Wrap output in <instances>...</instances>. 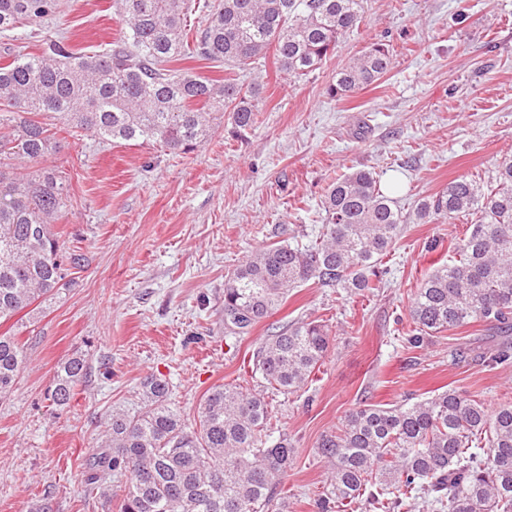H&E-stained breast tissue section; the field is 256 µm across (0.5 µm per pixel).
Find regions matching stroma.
<instances>
[{
    "label": "stroma",
    "instance_id": "obj_1",
    "mask_svg": "<svg viewBox=\"0 0 512 512\" xmlns=\"http://www.w3.org/2000/svg\"><path fill=\"white\" fill-rule=\"evenodd\" d=\"M74 49H103L119 17L112 0H60L52 23ZM393 45L394 64L351 97L327 93L336 72L373 42ZM260 86L258 123L236 134L216 126L195 151L154 143L62 140L48 163L63 172L70 202L58 228L87 258L59 297L1 328L24 345V367L0 398V512H118L84 499L86 451L113 408L136 411L149 375L194 420L216 385L256 389L257 349L284 325H327L329 352L301 390H265L271 422L296 457L272 512H317L329 469L320 437L352 410L393 408L456 389L491 408L512 403V366L473 359L491 347L487 326L405 341L407 309L423 275L448 264L471 222L406 224L383 288L365 295L305 283L248 335L224 327V279L268 245L305 247L324 222L321 200L337 176L374 170L403 212L462 175L491 176L512 154V0H364L358 31L327 64L295 80L271 60L238 72ZM85 354L95 372L70 404L47 394L58 364Z\"/></svg>",
    "mask_w": 512,
    "mask_h": 512
}]
</instances>
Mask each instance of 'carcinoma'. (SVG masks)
<instances>
[{"label":"carcinoma","instance_id":"carcinoma-1","mask_svg":"<svg viewBox=\"0 0 512 512\" xmlns=\"http://www.w3.org/2000/svg\"><path fill=\"white\" fill-rule=\"evenodd\" d=\"M119 36L103 50L74 49L59 33L44 52L15 45L0 61V325L60 295L84 254L51 224L67 206L62 176L31 170L56 151L60 134L102 141L158 142L173 154L204 143L213 122L229 117L237 132L252 129L258 89L230 77L211 79L168 64L187 59L247 70L273 53L277 71L301 78L321 69L340 38L360 27L363 0H218L201 33L190 40L188 0H114ZM59 0H0V35L37 28ZM389 45L374 43L336 72L329 95L347 98L391 69ZM18 166L10 174L5 168ZM323 232L305 249L269 245L224 280V327L244 336L273 315L306 282L365 293L381 287L383 258L404 224H440L460 215L476 223L450 263L415 289L406 342L419 347L446 331L482 322L512 331V155L490 180L462 175L406 214L368 169L336 178L324 194ZM330 345L315 321L282 328L258 349L252 372L260 386L302 389ZM480 357L512 364V342ZM23 346L0 334V396L23 368ZM91 366L73 354L57 368L51 405L69 404ZM135 412L114 408L101 442L88 451L86 486L112 499L125 480L120 512H267L296 456L288 435L268 434L264 394L218 385L203 398L191 426L171 405L170 383L150 375ZM482 452L471 451V444ZM317 454L331 465L330 485L317 500L332 512L368 488L383 509L423 497L434 512H512V404L488 408L477 396L448 389L396 408L351 411L323 435Z\"/></svg>","mask_w":512,"mask_h":512}]
</instances>
